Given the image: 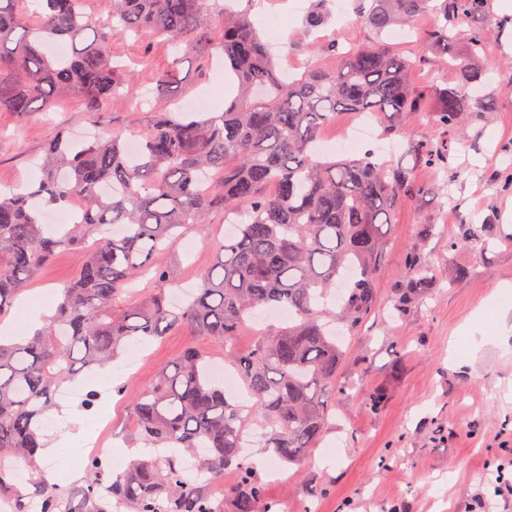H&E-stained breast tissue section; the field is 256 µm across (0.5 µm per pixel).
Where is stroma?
<instances>
[{
  "instance_id": "35a3bbf8",
  "label": "stroma",
  "mask_w": 512,
  "mask_h": 512,
  "mask_svg": "<svg viewBox=\"0 0 512 512\" xmlns=\"http://www.w3.org/2000/svg\"><path fill=\"white\" fill-rule=\"evenodd\" d=\"M267 15L259 16L262 29L279 26L295 47L281 61L307 69L312 58L307 40L299 36L309 0L289 13L292 0H265ZM105 49L109 56L136 61V81L154 86L173 58L171 44L149 31L115 37ZM512 40L489 39L484 65L490 81L482 90L492 110L487 118L472 121L466 146H452L450 165L463 172L449 182L447 199L429 194L400 203L394 222L385 226L388 246L376 281L375 313L361 333L348 341L341 369L349 389L337 392L329 426L316 448L297 465H279L262 443L249 448V460L258 464L266 497L280 512H471L478 493L490 495L491 512H512V501L494 496L498 475L512 480V337L502 335L512 326V247L503 245L512 235V193L495 187L494 178L512 146ZM184 106L195 112L217 111L208 89L224 84V73L200 70L194 54L182 64ZM177 105L167 99L140 106L137 99L111 98L102 112L89 116L78 97H71L46 112L24 116L0 112V187L31 180L34 164L44 156L46 138L65 127L77 137L111 136L113 129L144 132L157 112ZM407 133L386 138L381 125L373 134L385 146L387 159L414 165L413 145L438 138V128L427 121H406ZM473 221L489 226L497 245L486 256L469 249L449 250L448 238L459 224ZM432 225L424 240L420 231ZM224 240V220L216 218L208 239L186 231L157 263L171 271L167 294L194 288L215 259L214 248ZM421 253L437 279L426 297L410 313L392 317L393 287L408 277L405 254ZM80 265L76 250L57 252L28 285L27 294L59 301L62 286ZM469 268V275L453 282L441 271ZM256 333L243 325L231 346L209 339H193L177 329L145 346L128 348L112 366L109 384L97 386V412L107 415L108 429L96 446H81L73 455L43 460L44 473L61 471V486L70 490L85 484L89 457L105 459L111 474L123 473L136 442L129 424V404L149 386L157 369L174 359L189 343H197L210 362H220L227 350L247 353ZM456 344L473 354L467 372L448 361V346ZM381 389L386 401L370 410L364 391Z\"/></svg>"
}]
</instances>
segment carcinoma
Listing matches in <instances>:
<instances>
[{"mask_svg":"<svg viewBox=\"0 0 512 512\" xmlns=\"http://www.w3.org/2000/svg\"><path fill=\"white\" fill-rule=\"evenodd\" d=\"M24 2L0 0V112H40L75 95L96 115L114 96H142L134 68L112 60L104 44L143 30L176 49L153 94L179 100L183 49L202 66L223 59L237 94L222 112L155 113L134 155L124 130L82 144L58 131L47 142L41 175L23 189L0 191V318L55 253L81 252L44 327L24 343L0 341V457L38 471L41 425L60 384L178 326L228 344L263 308L288 311V325L260 332L249 354L226 359L264 421L265 448L286 465L299 463L323 436L333 408L327 396L346 389L340 338L358 334L375 310L383 228L393 223V207L434 191L416 180L414 168L376 150L324 153L321 130L340 112L394 118L387 136L406 134L401 117L425 118L445 137L417 142L416 164L456 178L451 142L467 140L466 118L492 111L480 94L487 73L477 61L493 34L512 29V16L489 18L486 0H356V21L372 40L348 50L311 45L313 55L330 54L339 64L329 70L314 63L293 80L278 68L249 2L228 11L217 0H112L110 17L96 21L82 11V0H34L32 25ZM327 5L316 0L307 27L325 23ZM426 13L434 15L426 37L458 72L455 85L412 86L408 74L425 59L385 43L393 27ZM57 42L69 45L68 55L49 50ZM104 185L111 194L101 191ZM74 201L81 203L77 222L61 229L44 222L46 211ZM218 213L235 220L236 232L224 237L195 293L173 309L163 289L169 270L153 258L186 229L207 237ZM458 248L486 254L493 248L488 226L459 225L448 241V250ZM406 264L412 281L396 285L398 315L411 294L432 286L420 273L419 254L408 253ZM147 274L160 289L127 300ZM130 418L149 454L122 474L111 476L93 456L78 502L44 478L31 501L16 471L0 467V501H10L12 512H112L114 502L130 512H224L206 486L231 473L234 512H279L242 454V408L214 383L201 350L188 347L161 367L131 402ZM185 453L195 455L202 483L183 480Z\"/></svg>","mask_w":512,"mask_h":512,"instance_id":"cac0c4a2","label":"carcinoma"}]
</instances>
